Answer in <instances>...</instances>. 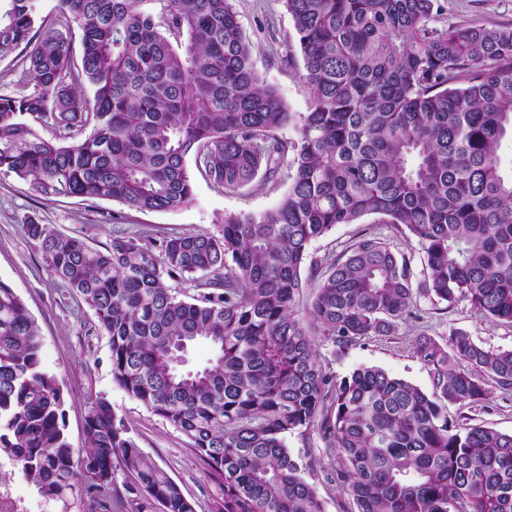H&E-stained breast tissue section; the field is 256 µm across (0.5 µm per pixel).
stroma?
Instances as JSON below:
<instances>
[{
    "label": "stroma",
    "instance_id": "35a3bbf8",
    "mask_svg": "<svg viewBox=\"0 0 512 512\" xmlns=\"http://www.w3.org/2000/svg\"><path fill=\"white\" fill-rule=\"evenodd\" d=\"M230 2L253 44V61L261 78L277 90L293 117L306 115L312 108V97L284 0ZM438 4L439 21L444 25H512V0H438ZM188 170L193 202L177 210L152 212L115 200H45L29 183L0 171V281L15 290L39 327L43 368L58 379L66 394L67 433L72 447H84L85 418L93 400L106 396L123 418L129 436L175 480L195 512H220L224 494L218 478L209 473L180 432L113 384L108 339L94 313L53 278L23 230L31 221L50 224L61 233L82 236L98 249L109 245L115 231L121 229L156 238L194 231L216 234L227 216L273 209L288 190L293 168L291 162H284L272 180L259 178L237 190L214 185L196 165H189ZM364 235L387 239L410 259L415 278L423 279V255L417 241L375 216L357 224L337 225L311 244L309 257L326 263ZM418 307L419 320L401 324L391 336L364 338L344 349L325 337H314L318 360L326 372L338 378L361 365L376 366L429 392L433 389L429 372L413 353L418 334L445 338L452 330L463 329L484 346L512 349V324L486 320L467 302L448 304L423 298ZM462 416L469 424L511 434L512 397L495 393L472 408L449 406V421ZM287 446L308 464L307 479L315 487L324 512H357L337 475L335 452L320 426L289 436ZM130 486V478L119 470L109 490L78 493L62 503L42 497L21 477L12 460L0 457V512H154Z\"/></svg>",
    "mask_w": 512,
    "mask_h": 512
}]
</instances>
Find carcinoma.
Returning a JSON list of instances; mask_svg holds the SVG:
<instances>
[{
    "mask_svg": "<svg viewBox=\"0 0 512 512\" xmlns=\"http://www.w3.org/2000/svg\"><path fill=\"white\" fill-rule=\"evenodd\" d=\"M8 2L0 60L19 53L38 91L0 97V171L41 198L174 210L193 201L190 157L236 190L274 178L295 151L278 205L228 216L217 235H117L100 250L24 225L94 312L113 384L188 440L220 479L224 512H323L286 438L324 410L357 512H512V434L448 420L450 405L512 394V350L461 329L418 337L428 394L374 366L338 381L312 341L390 336L422 297L512 324V172L497 153L512 136V27H436V0H285L313 101L288 144L277 131L292 114L261 80L230 0H58L38 26L33 0ZM370 215L417 240L419 284L376 236L325 271L309 259L313 240ZM177 278L206 291L184 300L168 286ZM199 343L211 358L189 368ZM40 349L35 319L0 282V456L46 498L101 491L118 465L159 512H194L106 397L86 417V448L71 446Z\"/></svg>",
    "mask_w": 512,
    "mask_h": 512,
    "instance_id": "cac0c4a2",
    "label": "carcinoma"
}]
</instances>
